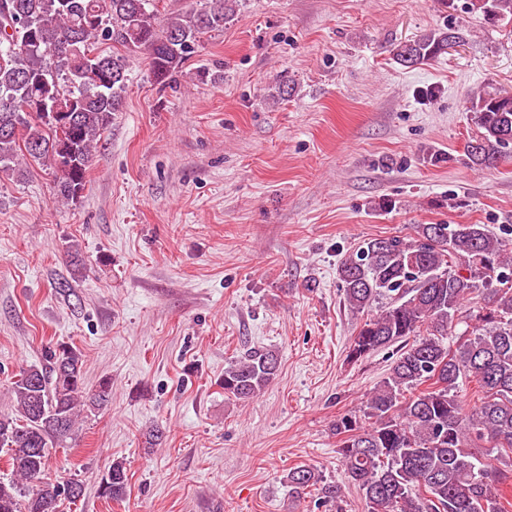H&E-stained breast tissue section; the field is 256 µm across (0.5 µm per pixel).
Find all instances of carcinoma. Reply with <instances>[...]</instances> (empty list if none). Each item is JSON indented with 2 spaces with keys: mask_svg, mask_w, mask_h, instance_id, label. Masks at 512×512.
Segmentation results:
<instances>
[{
  "mask_svg": "<svg viewBox=\"0 0 512 512\" xmlns=\"http://www.w3.org/2000/svg\"><path fill=\"white\" fill-rule=\"evenodd\" d=\"M158 2L0 0L1 172L22 176L34 162L51 171L59 197L76 201L128 81L126 57L114 48L147 55L155 82L175 87L201 36L224 30L238 0H199L162 25ZM462 9L492 22L512 18V0H465ZM450 39L463 42L462 29L434 28L399 43L393 56L403 67L421 65L447 52ZM48 101L68 109L67 131L37 108ZM468 111L480 151L466 150L467 165L492 169L512 157V142L502 138L512 129V95L480 91ZM337 272L345 303L366 315L347 360L401 344L364 402V420L344 415L333 424L345 481L360 488L371 512H507L501 491L512 487V469L490 466L471 449L512 454V247L484 224H415L406 237L363 240ZM461 323L452 346L446 336ZM45 359L12 382L14 413L0 416L11 469L0 478V512H43L48 502L59 509L82 496L79 481L42 476L50 449L74 440L83 412L107 406L110 381L87 388L82 354L71 346L49 347ZM279 368L275 351L250 349L224 370V395L245 402ZM463 377L477 385L469 410L457 395ZM285 482L295 500L311 488L321 505L342 494L307 465L291 468ZM126 488L124 464H111L100 495L120 501Z\"/></svg>",
  "mask_w": 512,
  "mask_h": 512,
  "instance_id": "cac0c4a2",
  "label": "carcinoma"
}]
</instances>
